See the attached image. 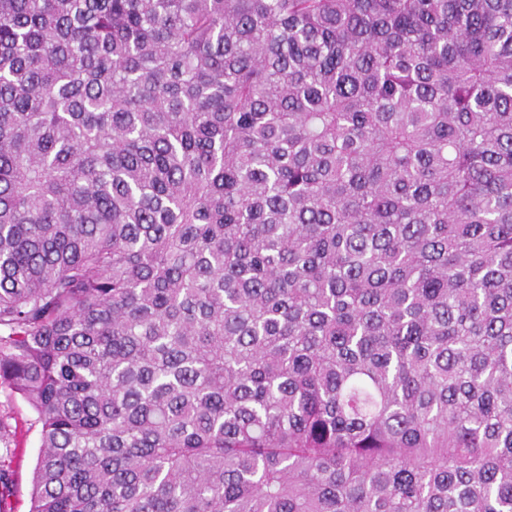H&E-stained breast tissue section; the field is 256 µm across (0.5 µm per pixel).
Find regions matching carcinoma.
Segmentation results:
<instances>
[{"label":"carcinoma","instance_id":"1","mask_svg":"<svg viewBox=\"0 0 512 512\" xmlns=\"http://www.w3.org/2000/svg\"><path fill=\"white\" fill-rule=\"evenodd\" d=\"M0 385L30 512H512V0H0ZM0 422L6 427V442L12 452L11 512H29L33 472L40 451L38 414L19 394L0 386Z\"/></svg>","mask_w":512,"mask_h":512}]
</instances>
